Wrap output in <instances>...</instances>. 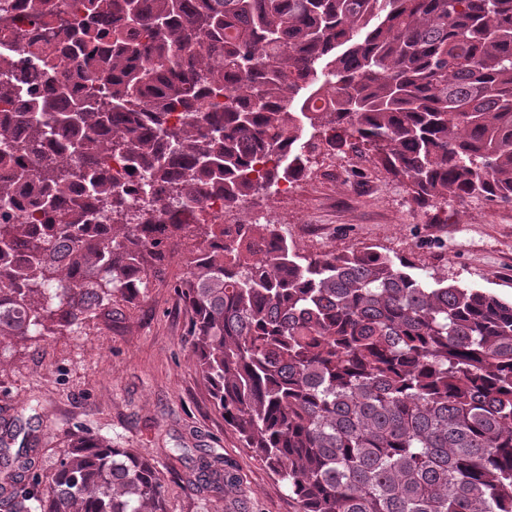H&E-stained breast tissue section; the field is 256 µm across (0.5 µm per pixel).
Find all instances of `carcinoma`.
<instances>
[{"label": "carcinoma", "instance_id": "carcinoma-1", "mask_svg": "<svg viewBox=\"0 0 512 512\" xmlns=\"http://www.w3.org/2000/svg\"><path fill=\"white\" fill-rule=\"evenodd\" d=\"M28 25H52L29 0ZM56 43H112L41 93L0 81V346L78 326L164 278L190 313L213 406L300 512H512V301L413 273L374 246L302 255L273 224L209 220L368 145L415 200L512 205V0H77ZM311 133L303 138L290 105ZM106 158L141 178L111 176ZM194 224L165 222L172 195ZM103 215L107 224L95 223ZM266 241L254 256L251 240ZM0 428L14 512H165L161 472L74 427L57 467ZM188 486L240 481L197 457Z\"/></svg>", "mask_w": 512, "mask_h": 512}]
</instances>
